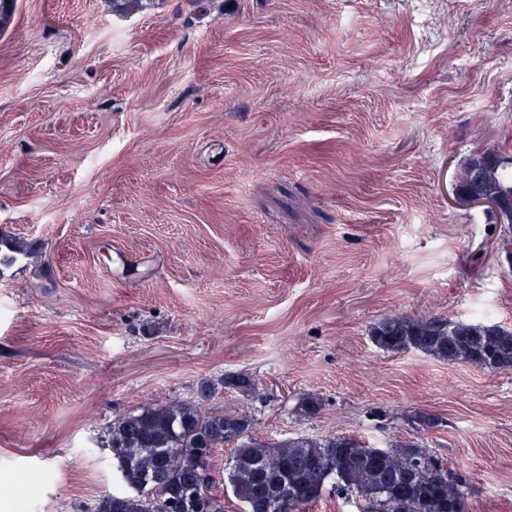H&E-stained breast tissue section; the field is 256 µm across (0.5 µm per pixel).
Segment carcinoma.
<instances>
[{"label":"carcinoma","instance_id":"carcinoma-1","mask_svg":"<svg viewBox=\"0 0 512 512\" xmlns=\"http://www.w3.org/2000/svg\"><path fill=\"white\" fill-rule=\"evenodd\" d=\"M112 11L140 10L143 0H108ZM459 188L500 203L497 216L512 224V157L492 152L470 157L460 170ZM370 338L395 354L419 351L448 363L492 371L512 369V329L470 321L398 315L375 323ZM227 387L248 394L253 381L227 376ZM215 392L207 386L200 399L173 398L148 403L122 415L107 428V447L123 489L98 497L92 512H224V490L201 466L217 448L234 445L224 464V481L243 512H303L330 480L336 490L376 507L375 512H455L464 504L459 479L426 449L411 443L373 448L350 436L321 439H262L246 414L210 411Z\"/></svg>","mask_w":512,"mask_h":512}]
</instances>
